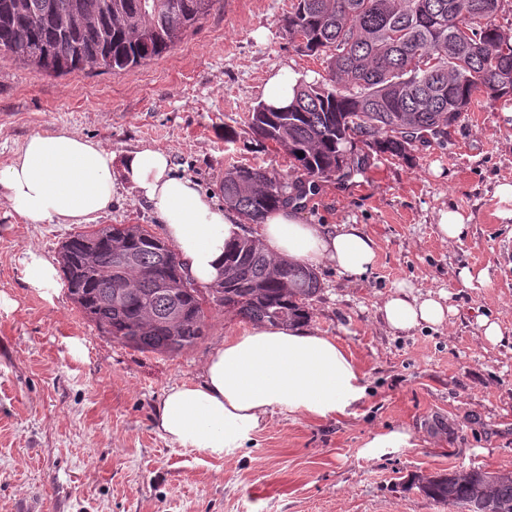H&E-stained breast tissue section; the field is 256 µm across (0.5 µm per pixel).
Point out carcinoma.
I'll use <instances>...</instances> for the list:
<instances>
[{"instance_id": "cac0c4a2", "label": "carcinoma", "mask_w": 512, "mask_h": 512, "mask_svg": "<svg viewBox=\"0 0 512 512\" xmlns=\"http://www.w3.org/2000/svg\"><path fill=\"white\" fill-rule=\"evenodd\" d=\"M216 0H0V56L54 75L113 74L169 53ZM506 0H293L281 27L295 48L326 58V76L298 86L285 108H249L261 142L288 148L305 178L288 181L261 167L224 170V202L252 224L302 199L316 180L362 172L370 152L412 160V147L449 129L482 97L512 96V30L497 24ZM367 147L354 148L356 142ZM303 152L300 157L297 152ZM127 234L135 262L118 271L108 242L94 269L83 265L87 233L66 240L63 279L73 301L112 341L141 352L178 355L208 331V308L252 322L307 321L317 273L269 258L243 237L224 254V288H159L177 281L164 240ZM429 498L468 512H512V471L454 470L418 477Z\"/></svg>"}]
</instances>
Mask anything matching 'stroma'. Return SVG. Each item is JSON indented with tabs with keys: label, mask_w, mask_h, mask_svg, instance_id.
<instances>
[{
	"label": "stroma",
	"mask_w": 512,
	"mask_h": 512,
	"mask_svg": "<svg viewBox=\"0 0 512 512\" xmlns=\"http://www.w3.org/2000/svg\"><path fill=\"white\" fill-rule=\"evenodd\" d=\"M292 0H217L177 47L112 74L63 76L0 58V166L26 137L66 129L112 149L168 150L179 172L221 196L229 164L290 174L287 150L262 143L248 110L267 77L292 69L310 82L323 58L297 52L280 27ZM413 162L371 155L348 182L324 179L297 207L310 224H360L378 262L353 279L317 267L308 327L338 338L368 395L347 416H267L247 447L216 458L164 439L153 414L172 386L199 381L211 352L247 322L209 308L205 339L181 355L143 353L102 336L68 291L47 304L22 281L27 248L58 256L79 224H28L0 200V512H467L424 496L413 480L454 469L512 470V100L475 102L444 143L416 145ZM448 206L470 215L453 242L437 233ZM101 224L162 221L119 188ZM486 271L464 286L462 268ZM444 292L447 323L389 330L378 308L397 284ZM502 338L486 340L482 320ZM79 338L83 356L67 344ZM402 431L404 448L368 458L376 435Z\"/></svg>",
	"instance_id": "stroma-1"
}]
</instances>
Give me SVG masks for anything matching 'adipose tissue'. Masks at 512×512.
<instances>
[{
    "label": "adipose tissue",
    "mask_w": 512,
    "mask_h": 512,
    "mask_svg": "<svg viewBox=\"0 0 512 512\" xmlns=\"http://www.w3.org/2000/svg\"><path fill=\"white\" fill-rule=\"evenodd\" d=\"M121 182L160 216L164 237L199 287L222 277L225 249L243 234L241 216L178 174L164 149L141 148L118 159L68 130L36 132L0 168V199L28 224H90L111 210ZM257 236L274 259L330 264L352 277L371 273L377 263V243L362 225L307 224L292 206L269 212ZM21 265L25 285L54 303L60 278L54 259L31 248ZM379 311L389 329L401 332L444 324L450 313L441 297L413 296L403 285L383 298ZM365 396L364 375L336 338L300 324L255 323L225 338L200 381L165 392L155 424L171 442L220 458L245 447L273 410L322 420L347 414Z\"/></svg>",
    "instance_id": "obj_1"
}]
</instances>
